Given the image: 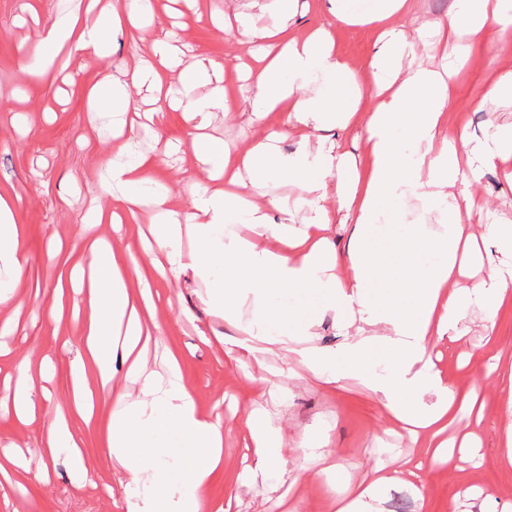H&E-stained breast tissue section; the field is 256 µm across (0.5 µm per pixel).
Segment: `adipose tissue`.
<instances>
[{
    "label": "adipose tissue",
    "instance_id": "ef3b65f1",
    "mask_svg": "<svg viewBox=\"0 0 512 512\" xmlns=\"http://www.w3.org/2000/svg\"><path fill=\"white\" fill-rule=\"evenodd\" d=\"M457 0L448 22H435V33L459 41L461 34L481 35L488 25L500 31L512 28V0ZM97 12L91 17L67 12L43 26L37 39L19 45L17 65L21 74H50L63 46L73 53L92 54L110 61L116 32L133 33L138 17L150 15L149 0H90ZM299 0H288L274 27L259 24L254 0H245L234 13L237 30L258 44L245 71L252 78L251 96L228 103L223 80L213 79L219 63L186 61L177 41L162 38L149 59L142 61L124 82H96L87 92L91 111L113 106L111 137L126 136L115 146L122 163L112 165L106 193L114 204L90 215L78 228L88 237L85 260L71 279L87 294L84 318L85 344L81 356L71 361L73 414L93 418L101 393L119 380L138 384L136 395L112 415L108 455L123 469L134 493L127 512H203L204 492L214 472L223 465L224 430L221 420L202 416L182 377L176 356H168L166 370H149L141 353L161 325L150 296L137 299L127 286L129 271H140L153 262L155 251L165 253L169 274L192 271L212 279L224 270L221 285L212 288L208 303L230 323L246 320L248 336L240 346L248 354L287 345L290 337L314 334L315 307L334 310L352 338L344 358L345 374L360 378L397 422L405 424L412 439L426 437L436 461L450 460L446 433L457 420L466 399L444 383L435 363L426 354L429 339L456 343L458 321L469 300L481 301L486 333H493L495 319L512 298V278L506 277V258L512 257V230L487 224L473 200L458 203L452 187L464 185L483 168L512 160V125L492 126L484 140L472 141L466 128L448 126L453 100L448 84L435 70L418 62L415 35L395 25L396 16L410 8L409 0H334L332 14L347 26H363L376 35L377 51L367 71L353 69L335 48L331 28L323 26L305 36L289 35ZM209 86L206 98L195 96L198 86ZM377 99L366 113V151L356 160L323 130L348 127L361 113L364 87ZM163 90L168 106L191 115L224 112L229 107L263 119L278 113L279 123L262 137L230 150L223 140L204 134L192 139L204 185L184 210L168 206L165 189L148 180L155 158L141 154L125 159L128 141L139 129L126 121L127 105L143 88ZM421 111H414V104ZM299 134V149L284 155L275 143L290 131ZM288 177L303 191L311 217L303 228L270 222L249 186L269 185ZM416 194L430 209L443 211L440 231L413 225L400 236L383 234L380 224L384 203ZM19 202L0 195V309L14 305V288L28 258L20 243L15 215ZM150 214V235L143 260L121 262L110 243L90 239L98 224L134 223L140 212ZM248 225L249 235L236 232ZM351 225L347 262H340L326 237L331 225ZM483 227L475 236L472 225ZM191 231L199 252L183 254V231ZM498 242L499 252L483 255L478 241ZM394 255L392 275L382 274L376 257L381 251ZM483 275L469 291L456 283L467 275L471 263ZM288 288L302 294L300 308L270 304L271 295ZM394 351L388 371L372 375L367 364L378 351ZM127 364L118 373L117 361ZM435 391L438 402L423 411L411 395ZM0 407L20 419L35 409L33 376L20 369L15 380L0 387ZM246 425L255 462L248 477L267 482L283 470V434L262 410L248 414ZM46 445L67 452L76 484L91 482L69 420L54 416Z\"/></svg>",
    "mask_w": 512,
    "mask_h": 512
}]
</instances>
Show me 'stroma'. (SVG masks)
I'll return each instance as SVG.
<instances>
[{
	"instance_id": "35a3bbf8",
	"label": "stroma",
	"mask_w": 512,
	"mask_h": 512,
	"mask_svg": "<svg viewBox=\"0 0 512 512\" xmlns=\"http://www.w3.org/2000/svg\"><path fill=\"white\" fill-rule=\"evenodd\" d=\"M151 2L155 23L143 25L133 40L116 35L109 65L89 54L63 58V67L74 77L65 85L51 78L20 79L16 47L33 42L41 26L74 9L73 0H0V193L21 199L17 222L28 256L15 285L22 303L20 327L0 338L6 350L0 356V379L16 374L22 362L36 366L44 357L53 360L47 379L36 382L34 419L22 422L0 409V458L18 448L30 452L27 473L0 483V512H121L124 475L109 460L106 448L112 411L118 406L114 394L104 395L90 422L75 424L85 463L94 473L92 484L74 486L66 453L43 446L55 408L72 399L68 364L81 354L84 342L83 323L72 314L83 297L68 288L70 272L86 246L76 229L89 207L105 209L111 203L103 190L110 147L96 134L110 117L89 111L87 86L105 76L124 80L134 63L149 54L162 20H172L174 31L195 53L222 64L231 96L239 94L235 70L248 60L250 50L238 31H224L221 25L225 14L234 13L237 0ZM329 23L334 24L328 0H300L289 32L299 36ZM334 26L336 49L352 66L361 67L374 55V38L367 29ZM507 71H512V33L491 43H471L469 59L458 68L451 87L454 110L449 123L466 127L475 139L484 138L490 124H512V101L488 95ZM273 123L268 117L263 126ZM263 126L245 127L234 111L214 112L206 131L233 146L260 135ZM194 133L184 112L168 109L159 128L141 133L132 145L133 151L154 155V176L168 188L170 205L177 210L185 207L192 190L186 172L196 166L187 148ZM469 191L476 205L512 222V182L501 169H484ZM384 209L390 235L403 233L409 224L439 227L438 213L413 194ZM59 286L65 289L66 313L55 320L49 294ZM151 286L162 326L149 352L152 368L161 369L163 354L176 353L198 410L220 417L224 426V465L206 492L209 506L225 512H291L295 499L298 512H330L347 486L391 474L407 455L424 463L427 504H420L412 481H398L381 488L378 512H469L467 492L472 488L486 497L488 512H500L503 504L512 502V466L500 461L507 420L499 408L496 368L497 360L512 362V303L496 318L499 359H492L486 348L482 313L474 305L461 321L463 336L456 346L435 340L427 346L444 382L469 393L483 409L481 423L474 426L480 440L478 462L456 456L440 464L432 462L426 439L407 445L399 425L356 380L330 385L302 368L295 351L308 343L303 337H295L291 349L275 345L238 363L227 346L242 337L243 329L212 312L207 304L211 282L188 270L176 278H152ZM255 408L267 411L284 436L285 470L263 486L250 485L244 477L252 456L245 419ZM316 434L328 442L336 465L332 474H317L308 461L303 442Z\"/></svg>"
}]
</instances>
